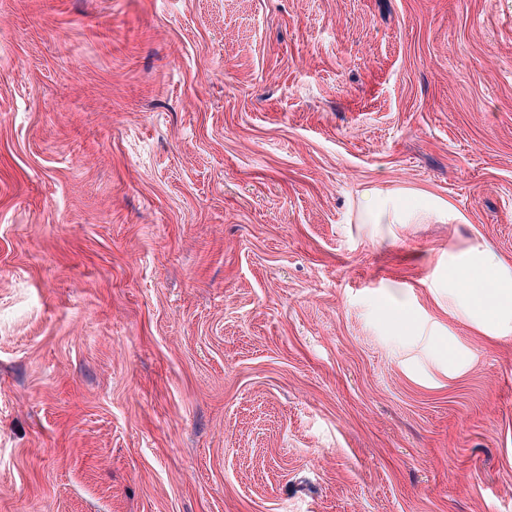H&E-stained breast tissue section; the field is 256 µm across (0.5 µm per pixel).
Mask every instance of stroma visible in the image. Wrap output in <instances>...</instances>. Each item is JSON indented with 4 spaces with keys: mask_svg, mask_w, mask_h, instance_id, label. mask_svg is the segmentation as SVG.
Instances as JSON below:
<instances>
[{
    "mask_svg": "<svg viewBox=\"0 0 512 512\" xmlns=\"http://www.w3.org/2000/svg\"><path fill=\"white\" fill-rule=\"evenodd\" d=\"M478 243L512 0H0V512H512ZM448 302L493 336L512 334V266L481 244L448 259Z\"/></svg>",
    "mask_w": 512,
    "mask_h": 512,
    "instance_id": "35a3bbf8",
    "label": "stroma"
}]
</instances>
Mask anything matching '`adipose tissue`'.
Wrapping results in <instances>:
<instances>
[{"label":"adipose tissue","mask_w":512,"mask_h":512,"mask_svg":"<svg viewBox=\"0 0 512 512\" xmlns=\"http://www.w3.org/2000/svg\"><path fill=\"white\" fill-rule=\"evenodd\" d=\"M448 301L494 336L512 334V265L475 244L448 260Z\"/></svg>","instance_id":"ef3b65f1"}]
</instances>
